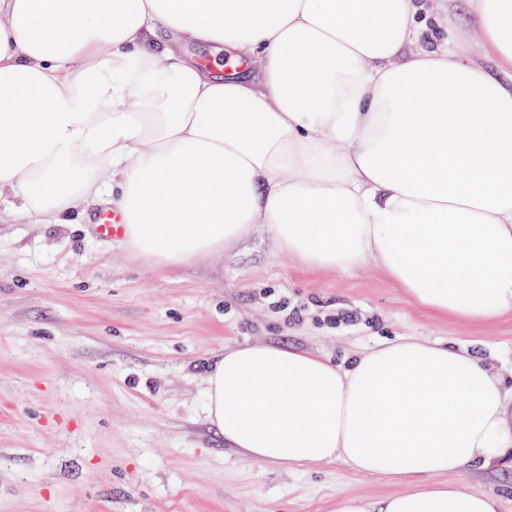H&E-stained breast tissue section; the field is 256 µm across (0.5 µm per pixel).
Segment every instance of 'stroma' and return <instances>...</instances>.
Segmentation results:
<instances>
[{"instance_id":"stroma-1","label":"stroma","mask_w":512,"mask_h":512,"mask_svg":"<svg viewBox=\"0 0 512 512\" xmlns=\"http://www.w3.org/2000/svg\"><path fill=\"white\" fill-rule=\"evenodd\" d=\"M409 336L470 352L512 385V315L472 327L415 309L374 261L307 269L264 225L182 267L78 224L0 216V512H333L406 491L341 461L283 470L224 442L203 377L263 344L348 364ZM512 512V463L470 471Z\"/></svg>"}]
</instances>
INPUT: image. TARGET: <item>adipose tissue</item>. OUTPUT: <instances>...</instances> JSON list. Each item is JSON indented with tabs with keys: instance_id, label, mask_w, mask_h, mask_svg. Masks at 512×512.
Segmentation results:
<instances>
[{
	"instance_id": "ef3b65f1",
	"label": "adipose tissue",
	"mask_w": 512,
	"mask_h": 512,
	"mask_svg": "<svg viewBox=\"0 0 512 512\" xmlns=\"http://www.w3.org/2000/svg\"><path fill=\"white\" fill-rule=\"evenodd\" d=\"M466 2L467 33L447 0L427 20L417 0H0V200L34 224L117 209L159 267L262 224L304 267L371 259L426 313L494 322L512 314V0ZM163 28L226 46L232 71L154 51ZM203 385L248 459L410 486L334 512H498L463 475L512 450V389L452 346L398 338L345 367L238 346Z\"/></svg>"
}]
</instances>
